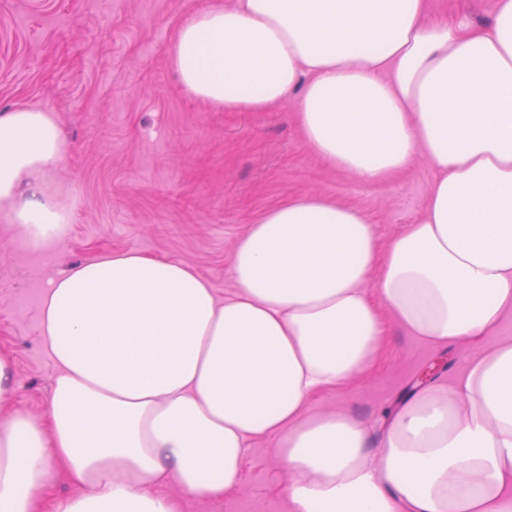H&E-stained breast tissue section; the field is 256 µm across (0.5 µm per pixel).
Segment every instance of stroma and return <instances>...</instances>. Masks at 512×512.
I'll list each match as a JSON object with an SVG mask.
<instances>
[{"instance_id": "stroma-1", "label": "stroma", "mask_w": 512, "mask_h": 512, "mask_svg": "<svg viewBox=\"0 0 512 512\" xmlns=\"http://www.w3.org/2000/svg\"><path fill=\"white\" fill-rule=\"evenodd\" d=\"M214 0H0V109L54 112L70 144L44 175L69 206L70 232L41 253L21 249L0 219V354L11 358L14 391L0 410L38 416L57 374L41 333L49 279L119 251L185 263L217 296L233 289L235 242L268 208L318 193L361 210L380 243L423 215L435 170L417 157L396 179L368 185L332 168L304 142L294 102L269 112H216L184 93L167 49L181 22ZM472 350L437 351L390 329L366 372L314 396L313 413L345 410L374 433L401 407L416 374L446 358L449 383ZM274 441L251 444L240 484L199 500L177 486L178 512H286L289 476Z\"/></svg>"}]
</instances>
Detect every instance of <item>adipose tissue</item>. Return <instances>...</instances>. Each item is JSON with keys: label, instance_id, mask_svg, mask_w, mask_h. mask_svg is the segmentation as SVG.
Instances as JSON below:
<instances>
[{"label": "adipose tissue", "instance_id": "adipose-tissue-1", "mask_svg": "<svg viewBox=\"0 0 512 512\" xmlns=\"http://www.w3.org/2000/svg\"><path fill=\"white\" fill-rule=\"evenodd\" d=\"M168 60L217 111L296 97L306 144L362 182L424 156V215L383 246L358 210L288 199L238 239L221 299L136 251L52 277L41 331L58 373L43 415L0 416V512H177L169 484L220 497L269 437L289 512H512V0L487 24L431 0H218ZM68 153L55 113L0 112V218L40 245L64 240L69 214L29 183ZM385 311L434 347L481 350L380 437L344 411L309 414L373 362ZM62 479L80 494L53 496Z\"/></svg>", "mask_w": 512, "mask_h": 512}]
</instances>
